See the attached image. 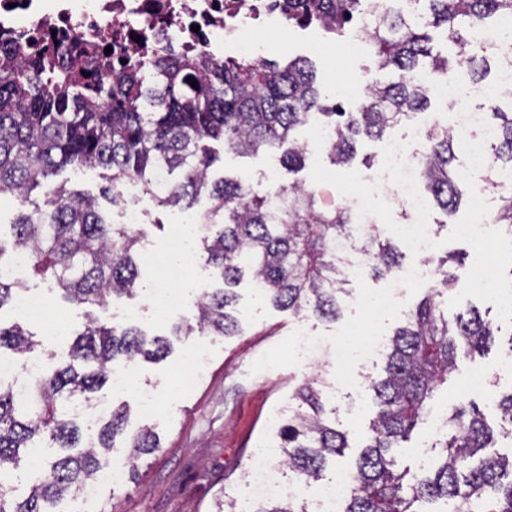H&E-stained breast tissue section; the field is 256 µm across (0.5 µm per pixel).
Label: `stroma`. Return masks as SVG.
<instances>
[{
    "label": "stroma",
    "instance_id": "1",
    "mask_svg": "<svg viewBox=\"0 0 512 512\" xmlns=\"http://www.w3.org/2000/svg\"><path fill=\"white\" fill-rule=\"evenodd\" d=\"M291 54L313 62L318 85L332 98L337 97L338 86L344 85L350 100H358L363 95L360 79L368 72L384 81L397 77L395 70H377L369 55L352 57L338 45L317 52L303 42L294 46ZM215 149L222 161L214 168V177L243 174L260 190L267 187L265 175L272 168L277 184L311 181L310 169L291 174L279 167L278 153L241 157L225 152L220 143ZM141 207L146 245L165 248L172 225L184 222L186 212L158 207L146 195L141 198ZM387 285V280L367 275L352 279L340 316L328 321L313 316L298 318L277 310L256 299L244 284L237 306L243 322L239 335L224 338L198 334L175 343L172 353L163 360L136 358L130 387L119 393L104 387L97 399L107 409L126 405L129 430L150 427L159 436L161 448L145 456L137 478L101 485L89 500H65L62 512H210L218 490L242 497L247 491L245 473L251 459L275 441L277 422L287 417L296 387L307 378L318 379L323 386L332 420L349 437L348 449L325 476H350L372 418V394L362 385L340 389L344 362L336 354V344L366 329L374 328L389 336L402 325L405 307L370 318L354 303L356 297L380 292ZM30 286L42 291L54 313L67 315L75 329L91 317L101 323L111 322L116 309L130 311L132 324L148 333L160 334L167 327L166 321L156 317L148 294L119 299L87 313L61 301L51 282L35 278ZM464 304L477 307L483 317L498 322L499 330L488 351L458 363L437 401L458 403L470 370L483 368L488 374L487 393L478 402L487 419L492 420L497 413V395L512 390V369L505 363L506 351L512 346V326L499 323L493 303L470 297ZM196 351L202 356L201 373L191 387L180 388L179 371ZM146 392L157 400L154 410L143 406L142 395Z\"/></svg>",
    "mask_w": 512,
    "mask_h": 512
}]
</instances>
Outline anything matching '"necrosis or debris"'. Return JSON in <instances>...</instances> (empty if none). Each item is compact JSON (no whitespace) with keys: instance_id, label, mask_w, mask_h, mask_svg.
Segmentation results:
<instances>
[{"instance_id":"obj_1","label":"necrosis or debris","mask_w":512,"mask_h":512,"mask_svg":"<svg viewBox=\"0 0 512 512\" xmlns=\"http://www.w3.org/2000/svg\"><path fill=\"white\" fill-rule=\"evenodd\" d=\"M285 0H0V42L22 36L33 51L55 54L60 41L95 45L101 66L147 59L155 44L204 51L218 59L264 61V49L251 41L253 31L284 20ZM487 46L501 48L497 85L443 81L437 94L453 102L455 134L480 140L483 116L468 107L472 99H488L496 89L512 86V43H502L501 30L484 33ZM273 452L259 453L249 465L251 497H306L310 512H342L350 480L331 479L309 486L284 481Z\"/></svg>"}]
</instances>
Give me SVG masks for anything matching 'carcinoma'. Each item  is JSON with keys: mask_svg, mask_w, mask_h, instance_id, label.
Instances as JSON below:
<instances>
[{"mask_svg": "<svg viewBox=\"0 0 512 512\" xmlns=\"http://www.w3.org/2000/svg\"><path fill=\"white\" fill-rule=\"evenodd\" d=\"M305 25L333 23L341 28L349 15L365 10V0H348L349 13L317 19L318 5L299 0ZM512 22V0H416L407 10L384 6L375 14L368 52L378 69L400 71L397 82L372 81L351 108L328 105L316 86L311 62L292 58L227 62L204 53L155 50L146 63L129 62L103 72L71 68L65 57L35 55L19 38L0 44V196L26 200L42 190V203L18 212L11 238L0 241V264L12 250L31 254L28 275L50 279L67 303L105 306L109 300L148 291L140 278L145 233L114 224L100 200L125 204L123 181L132 180L154 196L153 176L181 171L168 183L164 208L189 209L201 196L210 207L199 220L195 252L220 288H205L192 317L168 321L163 335L149 336L136 325L107 326L94 320L76 331L66 356L48 355V363L23 388L0 383V512H59L67 497L76 499L98 486L104 471L99 456L119 438L129 448L125 468L139 475L138 462L161 448L159 437L143 427L129 435L127 409H112L96 436L84 438L77 417L62 402L86 401L109 381L120 359L160 360L174 343L194 335L236 336L243 323L236 309V288L247 280L257 298L304 317L334 320L339 299L349 294L351 274L338 256V244L356 223L347 206L320 204L313 188L288 186V205L270 211V191L255 189L239 174L211 179L217 162L209 142L224 150L255 155L283 146L280 163L290 172L305 165L307 148L294 138L298 128L326 117L325 148L333 165L350 164L357 146L380 140L405 119L428 110L430 85L422 71L445 80L461 76L482 82L490 50L475 41L483 26ZM443 29L456 47L451 59L432 54L430 29ZM198 88L191 87V83ZM501 98L487 101L496 137L486 144L489 184L499 193L491 223L512 228V189L499 186L512 170V111ZM460 145L450 126L426 130L419 182L445 215H454L465 194L451 169ZM112 171L102 198L70 191L53 180L66 167ZM367 272L375 279L401 266L403 244L383 238L371 224L364 240ZM440 280L406 314L389 343L384 376L371 379L375 416L356 461L355 484L342 512H422L415 504L441 501L444 512H512V453L493 449V431L473 399L448 410L450 435L440 446L437 467L421 473L394 470L389 453L410 438L430 412L434 391L448 383L458 361L482 353L494 343L491 322L476 309L448 319L438 298L459 281L462 263L449 252L438 259ZM26 282L0 279V311L15 304ZM39 346L26 325H0V349L31 353ZM323 391L305 379L295 392L296 407L280 428L276 444L288 468L307 482L322 479L329 463L348 447L345 433L327 420ZM500 424L512 428V390L498 400ZM37 464L39 477L24 498L15 496L17 472ZM249 512H308L296 498L270 500Z\"/></svg>", "mask_w": 512, "mask_h": 512, "instance_id": "cac0c4a2", "label": "carcinoma"}]
</instances>
